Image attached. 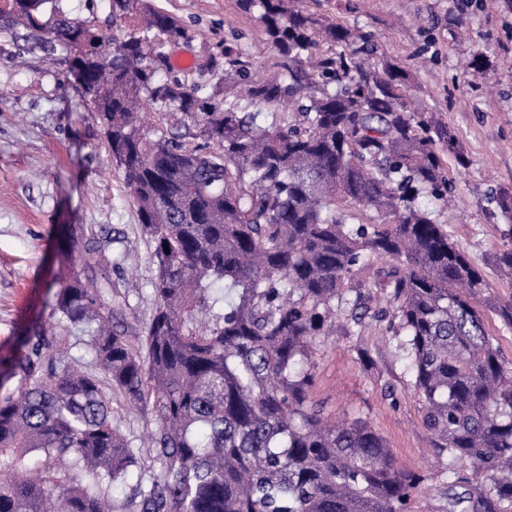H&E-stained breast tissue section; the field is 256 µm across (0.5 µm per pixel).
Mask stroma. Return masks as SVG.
<instances>
[{"label":"stroma","mask_w":512,"mask_h":512,"mask_svg":"<svg viewBox=\"0 0 512 512\" xmlns=\"http://www.w3.org/2000/svg\"><path fill=\"white\" fill-rule=\"evenodd\" d=\"M175 15L188 41L168 46L188 56L180 77L222 88V70L201 74L202 57L237 47L252 75L270 77L282 57L258 21L237 0H151ZM299 7L352 28L379 52L410 65V94L457 137L468 158L459 166L443 152L457 207L439 220L476 261L500 298L512 281L493 263L503 249L506 221L493 197L512 189V0H298ZM73 21L113 33L112 0H60ZM73 49L32 37L18 27L0 31V392L16 391L9 376L26 336L54 320L55 293L71 254L63 231L93 225L105 247L122 256L113 271L117 322L139 332L154 309L155 269L141 234L136 204L112 163L95 113L83 108L71 73ZM481 58L475 69L473 58ZM387 322L366 319L361 335L334 336L315 359L311 398L328 419L363 418L392 449L399 467L423 479L408 512H448V458L434 452L411 387L406 356Z\"/></svg>","instance_id":"1"}]
</instances>
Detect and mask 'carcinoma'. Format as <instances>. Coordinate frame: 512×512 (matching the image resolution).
I'll return each instance as SVG.
<instances>
[{
	"instance_id": "cac0c4a2",
	"label": "carcinoma",
	"mask_w": 512,
	"mask_h": 512,
	"mask_svg": "<svg viewBox=\"0 0 512 512\" xmlns=\"http://www.w3.org/2000/svg\"><path fill=\"white\" fill-rule=\"evenodd\" d=\"M56 2L8 0L0 31L75 50L151 248L155 310L130 340L113 321L120 259L91 226L71 240L76 271L54 314L82 328L91 369L69 362L60 333L33 336L15 363L20 387L0 396V512H127L111 490L133 473L137 512H407L419 475L367 421L331 424L311 402L321 338L358 336L369 314L409 359L449 483L469 485L448 512H512V360L485 327L487 310L512 326V299L491 294L420 202L451 201L440 147L466 160L409 95V67L371 60L349 28L293 0H237L287 64L251 77L224 46L216 101L174 75L165 46L189 35L170 13L113 0V20L139 24L120 38ZM323 42L345 51L320 55ZM149 106L190 119L204 144L150 134ZM494 263L512 278L511 244ZM218 281L235 293L222 312ZM115 396L151 407L146 447L112 422Z\"/></svg>"
}]
</instances>
